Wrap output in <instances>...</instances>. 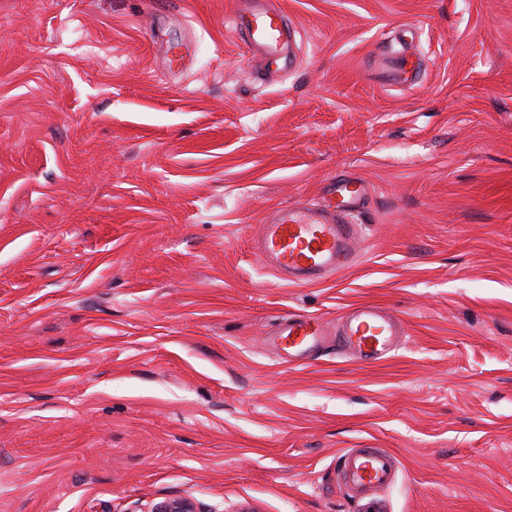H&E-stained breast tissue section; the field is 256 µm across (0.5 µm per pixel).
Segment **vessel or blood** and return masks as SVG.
Wrapping results in <instances>:
<instances>
[{"label":"vessel or blood","instance_id":"b4317fda","mask_svg":"<svg viewBox=\"0 0 512 512\" xmlns=\"http://www.w3.org/2000/svg\"><path fill=\"white\" fill-rule=\"evenodd\" d=\"M231 22L251 48L262 54L267 67L282 70L290 66L283 49L292 32L281 11L265 7L263 0H236ZM367 197L364 180L332 179L316 204L270 209L263 218L262 232L254 248L284 282L324 281L354 265L361 231L356 218ZM323 334L318 318L290 317L279 324L275 342L287 361L303 363L315 351ZM397 334L385 311L364 305L347 314L338 344L357 359H381L395 350ZM340 470L345 483L373 495L393 482L396 460L378 448H351L342 455Z\"/></svg>","mask_w":512,"mask_h":512}]
</instances>
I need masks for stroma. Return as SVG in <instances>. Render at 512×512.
I'll return each mask as SVG.
<instances>
[{"label":"stroma","instance_id":"stroma-1","mask_svg":"<svg viewBox=\"0 0 512 512\" xmlns=\"http://www.w3.org/2000/svg\"><path fill=\"white\" fill-rule=\"evenodd\" d=\"M274 3L264 83L233 0H0V512H360L363 447L385 512H512V0ZM339 174L360 262L278 280L262 216ZM365 303L385 360L268 342ZM274 336L286 361L304 364L324 336V328L317 317H288L279 324ZM340 470L345 483L361 492L373 496L377 508L369 507L363 512H381L376 492L388 487L396 473V460L379 448H350L340 459ZM144 512H201L194 500L187 497L166 498L151 504Z\"/></svg>","mask_w":512,"mask_h":512}]
</instances>
